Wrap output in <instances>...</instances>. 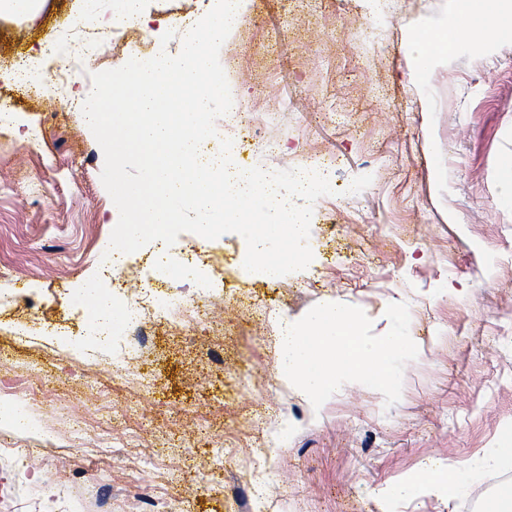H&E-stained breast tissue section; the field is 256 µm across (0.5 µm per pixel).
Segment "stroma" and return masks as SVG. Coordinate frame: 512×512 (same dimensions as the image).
I'll use <instances>...</instances> for the list:
<instances>
[{
    "instance_id": "obj_1",
    "label": "stroma",
    "mask_w": 512,
    "mask_h": 512,
    "mask_svg": "<svg viewBox=\"0 0 512 512\" xmlns=\"http://www.w3.org/2000/svg\"><path fill=\"white\" fill-rule=\"evenodd\" d=\"M87 0H32L0 15V383L31 427L0 426V488L13 512H486L512 486V461L455 494L387 495L426 462L463 463L512 437V40L463 45L417 79L422 28L455 21L453 0H244L219 52L234 103L251 116L249 167L296 169L321 156L332 194L313 205L310 265L267 280L244 266L236 233L185 232L173 252L212 259L208 314L172 323L120 372L80 335L101 293L116 211L103 152L79 108L94 73L135 57L177 55L175 21L209 0H142L146 25L114 30L122 46L84 55L65 84L56 63L34 90L16 64L84 19ZM374 28H367V21ZM169 43H161L165 32ZM409 308L418 356L400 400L344 384L321 408L277 375L278 323L314 305L361 307L374 334L388 304ZM47 336L15 341L31 320ZM88 409L71 448L66 406ZM52 434L55 445L44 437ZM266 458L261 503L253 463Z\"/></svg>"
}]
</instances>
